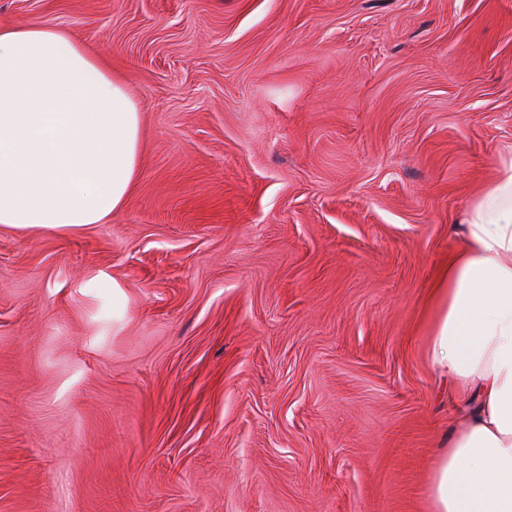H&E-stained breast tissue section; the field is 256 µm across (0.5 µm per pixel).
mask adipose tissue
I'll list each match as a JSON object with an SVG mask.
<instances>
[{
	"mask_svg": "<svg viewBox=\"0 0 512 512\" xmlns=\"http://www.w3.org/2000/svg\"><path fill=\"white\" fill-rule=\"evenodd\" d=\"M141 148L136 100L76 36L0 27V224L104 223L137 182ZM436 305L430 361L468 402L431 512H512V147L466 216Z\"/></svg>",
	"mask_w": 512,
	"mask_h": 512,
	"instance_id": "adipose-tissue-1",
	"label": "adipose tissue"
}]
</instances>
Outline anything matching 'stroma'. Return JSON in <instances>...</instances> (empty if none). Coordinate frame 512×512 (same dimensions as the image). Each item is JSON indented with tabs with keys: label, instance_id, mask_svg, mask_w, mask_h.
Returning <instances> with one entry per match:
<instances>
[{
	"label": "stroma",
	"instance_id": "1",
	"mask_svg": "<svg viewBox=\"0 0 512 512\" xmlns=\"http://www.w3.org/2000/svg\"><path fill=\"white\" fill-rule=\"evenodd\" d=\"M47 22L142 157L105 223L0 224V512H430L431 292L512 145V0H0Z\"/></svg>",
	"mask_w": 512,
	"mask_h": 512
}]
</instances>
